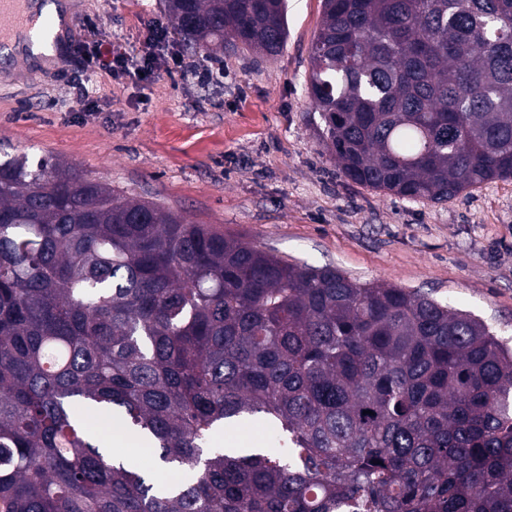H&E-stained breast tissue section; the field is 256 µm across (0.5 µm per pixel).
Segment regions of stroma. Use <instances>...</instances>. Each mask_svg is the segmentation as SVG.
Returning a JSON list of instances; mask_svg holds the SVG:
<instances>
[{
	"instance_id": "stroma-1",
	"label": "stroma",
	"mask_w": 512,
	"mask_h": 512,
	"mask_svg": "<svg viewBox=\"0 0 512 512\" xmlns=\"http://www.w3.org/2000/svg\"><path fill=\"white\" fill-rule=\"evenodd\" d=\"M322 0H288L281 54H187L200 84L95 79L86 110L64 78L74 50L38 70L0 56V153L51 158L101 183L213 224L311 267L400 285L471 312L512 340V180L444 203L379 194L345 178L319 145L305 87ZM102 19L104 48L140 49L170 27L165 0H73L70 24Z\"/></svg>"
}]
</instances>
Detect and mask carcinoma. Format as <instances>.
<instances>
[{"instance_id": "1", "label": "carcinoma", "mask_w": 512, "mask_h": 512, "mask_svg": "<svg viewBox=\"0 0 512 512\" xmlns=\"http://www.w3.org/2000/svg\"><path fill=\"white\" fill-rule=\"evenodd\" d=\"M275 57L286 0H166ZM307 92L350 181L512 178V0H323ZM266 420L282 448H213ZM153 454L147 472L93 431ZM512 512V351L418 291L309 267L45 159L0 161V512Z\"/></svg>"}]
</instances>
